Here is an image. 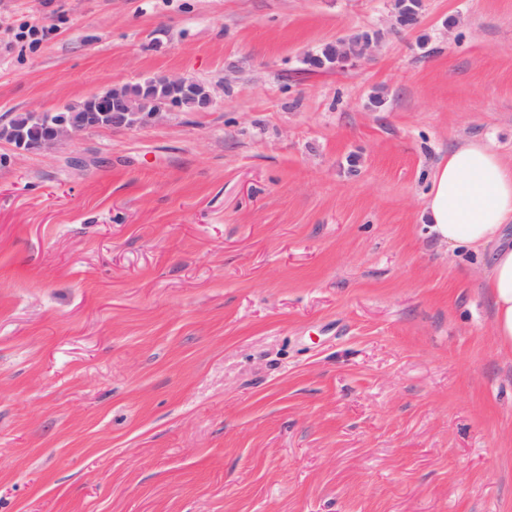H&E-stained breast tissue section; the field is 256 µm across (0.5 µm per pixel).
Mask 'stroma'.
Returning a JSON list of instances; mask_svg holds the SVG:
<instances>
[{
	"label": "stroma",
	"mask_w": 512,
	"mask_h": 512,
	"mask_svg": "<svg viewBox=\"0 0 512 512\" xmlns=\"http://www.w3.org/2000/svg\"><path fill=\"white\" fill-rule=\"evenodd\" d=\"M169 75L213 108L0 140V512H512L489 256L423 219L512 162V0H0V119ZM372 43L371 37L365 42L362 49H356L351 41H336L332 44L335 52L336 69L348 70L356 65Z\"/></svg>",
	"instance_id": "obj_1"
}]
</instances>
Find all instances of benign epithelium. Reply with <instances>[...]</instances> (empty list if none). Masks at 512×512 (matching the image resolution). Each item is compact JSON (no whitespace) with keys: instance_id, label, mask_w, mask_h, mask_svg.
Instances as JSON below:
<instances>
[{"instance_id":"obj_1","label":"benign epithelium","mask_w":512,"mask_h":512,"mask_svg":"<svg viewBox=\"0 0 512 512\" xmlns=\"http://www.w3.org/2000/svg\"><path fill=\"white\" fill-rule=\"evenodd\" d=\"M370 45L369 40L360 49L350 41L334 43L336 69L345 71L354 67ZM188 98L199 112L207 111L215 102L206 86L186 76H164L142 83L114 85L89 96L78 109L57 122L49 136L36 142L19 136L13 148L18 153L40 152L74 140L90 128L129 130L146 127L183 109Z\"/></svg>"}]
</instances>
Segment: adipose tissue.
Listing matches in <instances>:
<instances>
[{
  "label": "adipose tissue",
  "instance_id": "obj_1",
  "mask_svg": "<svg viewBox=\"0 0 512 512\" xmlns=\"http://www.w3.org/2000/svg\"><path fill=\"white\" fill-rule=\"evenodd\" d=\"M432 230L449 246L491 252L485 286L496 344L512 350V164L480 142L457 144L437 166L424 202Z\"/></svg>",
  "mask_w": 512,
  "mask_h": 512
}]
</instances>
